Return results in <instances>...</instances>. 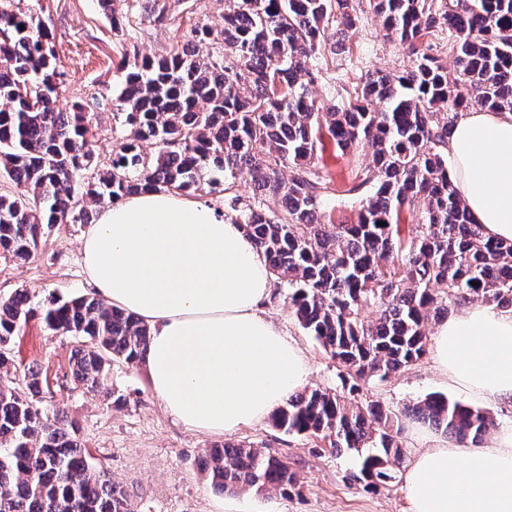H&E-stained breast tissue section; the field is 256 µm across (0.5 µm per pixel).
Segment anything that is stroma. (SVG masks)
I'll return each mask as SVG.
<instances>
[{
    "mask_svg": "<svg viewBox=\"0 0 512 512\" xmlns=\"http://www.w3.org/2000/svg\"><path fill=\"white\" fill-rule=\"evenodd\" d=\"M163 22L146 18L142 0H116L124 19L113 27L99 0H14L15 11L35 12L52 33L61 74L59 105L82 102L92 117L95 158L85 178L108 168L120 137L113 119L119 92L118 67L134 55H163L183 46L196 23L224 24V0H160ZM315 64L322 78L312 87L317 101L340 98L354 91L366 73H395L410 59L396 39L385 36L371 10H363L343 56L324 55ZM364 154L341 152L329 135L317 145L320 171L345 184L360 176ZM80 224H64L48 232L37 256L26 263L0 258V295L28 289L36 306L90 294L79 252ZM265 315L303 351L309 366L308 385L337 390L341 381L336 363L299 325L285 293L272 291ZM75 343L70 336L50 331L41 319H31L10 345L7 377L24 388L27 368L38 369L48 393L41 401L49 412L62 413L72 423L94 466L109 470L137 512H408L405 483L396 480L372 491L349 483L346 475L356 464L354 453L336 455L324 441L285 434L272 420L240 428L230 437L197 433L166 413L152 393L142 363L113 361L107 392L76 387L71 373ZM439 392L472 407L479 400L457 389L436 369L432 356L386 382L361 383L359 396L380 401L398 412L406 404ZM248 443L287 461L298 476L288 495L278 491L218 493L204 470L207 450L225 441Z\"/></svg>",
    "mask_w": 512,
    "mask_h": 512,
    "instance_id": "35a3bbf8",
    "label": "stroma"
}]
</instances>
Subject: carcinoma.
<instances>
[{
  "instance_id": "1",
  "label": "carcinoma",
  "mask_w": 512,
  "mask_h": 512,
  "mask_svg": "<svg viewBox=\"0 0 512 512\" xmlns=\"http://www.w3.org/2000/svg\"><path fill=\"white\" fill-rule=\"evenodd\" d=\"M224 26L203 22L187 44L218 47L198 57L181 47L123 62L115 98L122 140L110 167L87 181L91 118L83 104L58 108L61 74L39 16L0 0V256H37L47 231L91 224L97 206L147 188L198 190L203 176L224 194L231 219L262 254L274 287L299 325L336 361L349 392L388 381L428 352V325L474 301L512 308V241L485 236L472 222L448 171L456 110L477 105L512 113V0H369L386 35L414 56L398 73L365 76L348 103L321 105L307 62L345 53L360 0H226ZM334 29L333 39L327 30ZM455 32L454 69L425 37ZM345 152L368 151L356 221L327 224L334 191L315 162L317 135ZM154 145L147 154L142 143ZM247 177L248 196L237 179ZM277 199L281 208L267 202ZM416 222L401 227L403 212ZM76 343V384L104 386L115 359L138 361L150 336L138 318L93 295L34 306L30 291L0 296V368L13 336L34 317ZM25 395L0 380V512H134L104 468H93L75 432L37 406L38 371ZM478 447L494 426L485 411L430 393L401 414L376 400L301 389L273 414L276 428L354 450L349 479L377 490L397 478L404 456L400 417ZM218 491L297 486L288 462L251 445L207 454Z\"/></svg>"
}]
</instances>
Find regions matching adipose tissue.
Returning a JSON list of instances; mask_svg holds the SVG:
<instances>
[{"mask_svg": "<svg viewBox=\"0 0 512 512\" xmlns=\"http://www.w3.org/2000/svg\"><path fill=\"white\" fill-rule=\"evenodd\" d=\"M453 185L486 235L512 240V114L460 113ZM96 294L151 331L153 394L186 427L223 435L266 419L309 377L262 305L272 280L242 227L212 207L144 190L104 208L81 237ZM432 356L486 403L512 400V310L471 306L441 322ZM409 512H512V425L492 447L429 448L405 473Z\"/></svg>", "mask_w": 512, "mask_h": 512, "instance_id": "obj_1", "label": "adipose tissue"}]
</instances>
